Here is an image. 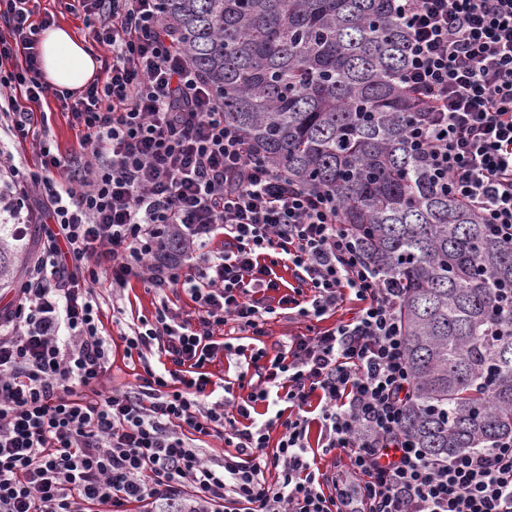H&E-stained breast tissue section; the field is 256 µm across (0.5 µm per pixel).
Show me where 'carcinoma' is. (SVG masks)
I'll use <instances>...</instances> for the list:
<instances>
[{"mask_svg":"<svg viewBox=\"0 0 512 512\" xmlns=\"http://www.w3.org/2000/svg\"><path fill=\"white\" fill-rule=\"evenodd\" d=\"M193 65L258 157L331 190L400 308L413 398L403 429L433 458L512 436V244L430 183L401 82L392 0H164ZM20 251L0 237V288Z\"/></svg>","mask_w":512,"mask_h":512,"instance_id":"obj_1","label":"carcinoma"}]
</instances>
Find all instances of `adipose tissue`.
Returning <instances> with one entry per match:
<instances>
[{
  "label": "adipose tissue",
  "mask_w": 512,
  "mask_h": 512,
  "mask_svg": "<svg viewBox=\"0 0 512 512\" xmlns=\"http://www.w3.org/2000/svg\"><path fill=\"white\" fill-rule=\"evenodd\" d=\"M44 76L52 86L78 90L97 75L99 63L94 54L63 26L47 30L40 44Z\"/></svg>",
  "instance_id": "adipose-tissue-1"
}]
</instances>
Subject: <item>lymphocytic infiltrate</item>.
Masks as SVG:
<instances>
[{
	"label": "lymphocytic infiltrate",
	"instance_id": "f902f5d3",
	"mask_svg": "<svg viewBox=\"0 0 512 512\" xmlns=\"http://www.w3.org/2000/svg\"><path fill=\"white\" fill-rule=\"evenodd\" d=\"M103 48L81 94L46 83L38 0H0V224H45L15 300L0 309V512H512V439L443 459L404 435L412 399L403 290L340 221L335 195L257 159L182 52L162 0H73ZM408 30L410 135L436 187L512 243V0H393ZM77 128L60 152L42 99ZM35 163H28L27 154ZM177 230L187 247L174 252ZM224 249L211 251L215 235ZM296 281L283 291L277 267ZM184 290L122 333L126 357L168 365L105 389L109 340L96 287ZM277 292L276 303L264 292ZM337 315L282 352L269 315ZM228 352L264 374L246 398L202 406ZM319 394L323 453L346 455L358 500L326 495L303 411ZM277 408L257 422L260 403ZM288 404L291 415L280 411ZM280 428L278 441L270 432ZM223 439L222 461L201 448Z\"/></svg>",
	"mask_w": 512,
	"mask_h": 512
}]
</instances>
